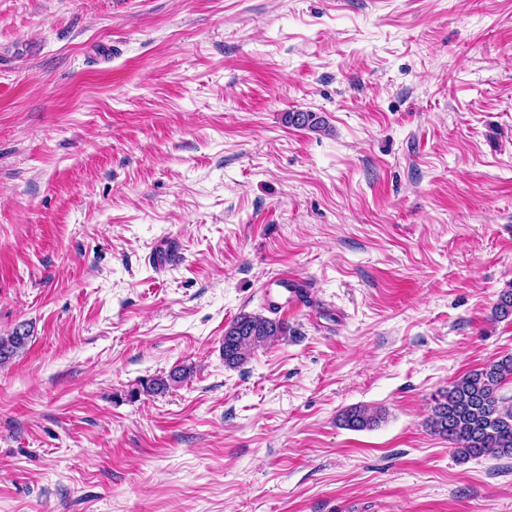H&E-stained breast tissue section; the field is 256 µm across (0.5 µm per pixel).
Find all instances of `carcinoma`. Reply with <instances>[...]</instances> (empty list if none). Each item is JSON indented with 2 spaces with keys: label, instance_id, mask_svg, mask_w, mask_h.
Segmentation results:
<instances>
[{
  "label": "carcinoma",
  "instance_id": "obj_1",
  "mask_svg": "<svg viewBox=\"0 0 512 512\" xmlns=\"http://www.w3.org/2000/svg\"><path fill=\"white\" fill-rule=\"evenodd\" d=\"M288 124L299 129L317 131L323 128L322 119L313 112H290ZM498 319L512 317V286L503 291L493 306ZM288 325L262 314H242L224 329L222 352L224 365L239 368L248 363L259 348H266L286 337ZM29 331L14 329L0 336V365L9 362L27 345ZM187 368L172 371L166 378L146 384V390L161 393L186 380ZM512 378V355L471 370L457 379L435 400L427 420L430 432L451 445L460 461L484 456L512 459V404L505 403L500 394L506 380ZM382 412L355 406L346 409L341 420L353 431H362L378 424Z\"/></svg>",
  "mask_w": 512,
  "mask_h": 512
}]
</instances>
